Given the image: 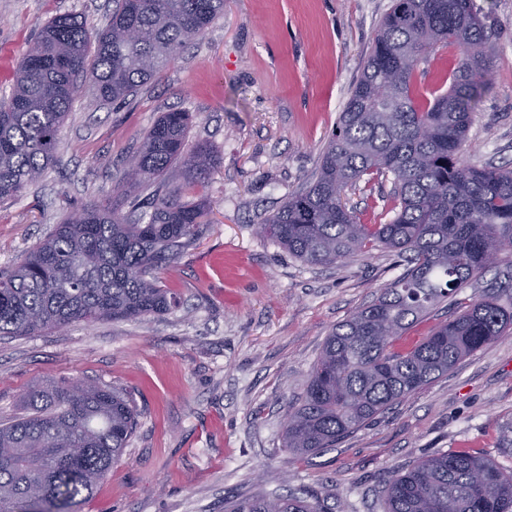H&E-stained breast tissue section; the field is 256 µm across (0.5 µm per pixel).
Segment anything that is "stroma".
I'll return each mask as SVG.
<instances>
[{
	"instance_id": "1",
	"label": "stroma",
	"mask_w": 512,
	"mask_h": 512,
	"mask_svg": "<svg viewBox=\"0 0 512 512\" xmlns=\"http://www.w3.org/2000/svg\"><path fill=\"white\" fill-rule=\"evenodd\" d=\"M491 34V70L466 144L468 159L512 166V0H473ZM391 0H224V13L128 100L103 104L80 86L56 159L21 197L0 202V271L14 267L68 214L119 199L129 160L161 113L191 115L187 146L220 163L202 182L175 173L155 190L211 205L177 264L158 272L173 311L135 321L74 323L0 339V417L23 413L43 381L82 378L129 394L138 426L81 512H224L226 498L300 488L338 512H383L386 481L420 458L469 450L512 471V331L383 415L306 457L281 432L323 342L401 275L391 253L310 266L256 227L311 180ZM113 0H0V99L38 29L75 14L105 27ZM461 54L440 50L415 80L447 91ZM512 253L437 322L504 282Z\"/></svg>"
}]
</instances>
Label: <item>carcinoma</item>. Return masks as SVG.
I'll return each mask as SVG.
<instances>
[{"mask_svg": "<svg viewBox=\"0 0 512 512\" xmlns=\"http://www.w3.org/2000/svg\"><path fill=\"white\" fill-rule=\"evenodd\" d=\"M224 13V0H116L98 31L75 15L47 22L29 43L11 94L0 101V201L21 196L55 160L79 78L95 97L124 102ZM462 54L448 92L422 107L413 77L439 49ZM491 43L472 0H393L317 170L257 225L308 265H344L375 250L396 253L403 274L327 336L283 448L305 456L349 436L464 357L512 330V278L411 347L400 341L444 300L512 251V166L475 165L465 146L488 83ZM187 112L163 113L128 167L129 212L92 203L70 214L11 270L0 273V336H31L98 320L129 321L176 306L154 273L177 262L207 202L131 192L174 168L204 180L218 164L206 144L186 150ZM387 177L385 223L345 202L357 184ZM26 413L0 419V512H80L112 475L136 428L123 392L48 380ZM79 448L77 456L69 449ZM385 512H512V473L465 450L422 458L388 482ZM228 512H336L304 491L239 498Z\"/></svg>", "mask_w": 512, "mask_h": 512, "instance_id": "cac0c4a2", "label": "carcinoma"}]
</instances>
